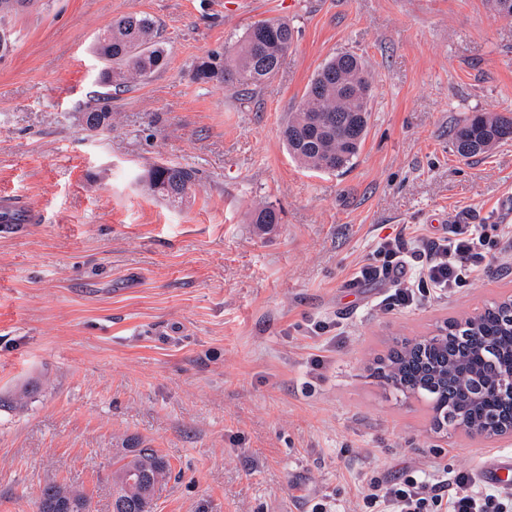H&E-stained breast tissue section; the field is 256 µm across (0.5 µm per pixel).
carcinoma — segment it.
<instances>
[{
    "label": "carcinoma",
    "instance_id": "cac0c4a2",
    "mask_svg": "<svg viewBox=\"0 0 512 512\" xmlns=\"http://www.w3.org/2000/svg\"><path fill=\"white\" fill-rule=\"evenodd\" d=\"M294 29L288 22L267 19L250 26L233 55L211 54L198 61L193 77L220 80L224 85L257 87L274 77L293 44ZM93 52L105 62L101 83L119 87L145 80L164 65L166 53L157 39L153 18L128 14L112 21L97 37ZM371 83L357 54L345 51L322 65L310 79L299 108L290 113L282 129L288 153L309 168L325 173H346L365 141L369 119ZM112 92L101 105L85 112L82 121L91 130L112 125ZM512 141V119L475 114L453 130L452 149L462 159H472ZM197 180L185 167L157 164L146 176L148 190L169 203L181 204ZM271 204L252 213L251 223L262 231L279 223ZM473 332L493 344L484 353L464 336L468 321ZM391 378L389 384L405 397L423 402L430 412H446L458 430L478 424L490 412L512 421V405L497 397L498 377L512 369V328L504 319L503 306L490 301L466 318L448 321L447 333L421 349L404 340L378 360ZM169 475L167 462L151 448H125L112 470V512H142L143 502ZM88 499L75 488L46 485L36 505L43 512L65 505L71 512H87Z\"/></svg>",
    "mask_w": 512,
    "mask_h": 512
}]
</instances>
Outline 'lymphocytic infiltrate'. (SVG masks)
Segmentation results:
<instances>
[{
    "label": "lymphocytic infiltrate",
    "instance_id": "f902f5d3",
    "mask_svg": "<svg viewBox=\"0 0 512 512\" xmlns=\"http://www.w3.org/2000/svg\"><path fill=\"white\" fill-rule=\"evenodd\" d=\"M512 266V224H455L447 237L383 238L359 277H392L386 309H408L455 294L491 267ZM358 512H512V492L480 485L467 470L449 472L440 463L400 479L370 478Z\"/></svg>",
    "mask_w": 512,
    "mask_h": 512
}]
</instances>
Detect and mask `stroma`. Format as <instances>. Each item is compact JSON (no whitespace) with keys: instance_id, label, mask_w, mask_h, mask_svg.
Returning a JSON list of instances; mask_svg holds the SVG:
<instances>
[{"instance_id":"1","label":"stroma","mask_w":512,"mask_h":512,"mask_svg":"<svg viewBox=\"0 0 512 512\" xmlns=\"http://www.w3.org/2000/svg\"><path fill=\"white\" fill-rule=\"evenodd\" d=\"M129 12L155 18L166 61L113 94L110 128L87 130L92 45ZM263 19L295 30L272 79L193 80ZM5 24L0 191L39 219L0 232V512H35L51 483L111 512L124 448L170 463L154 512H352L371 476L512 452L509 436L435 430L372 368L393 339L512 294V272L393 311L390 279L356 276L403 227L512 224V142L451 149L473 112L512 116V18L488 0H35ZM342 51L361 56L372 99L336 175L297 162L281 130ZM156 163L196 171L183 204L146 188ZM261 202L281 216L266 233L249 222ZM316 322L328 332L306 335Z\"/></svg>"}]
</instances>
